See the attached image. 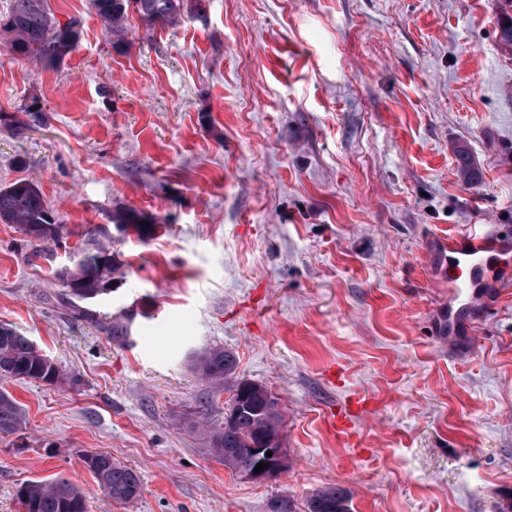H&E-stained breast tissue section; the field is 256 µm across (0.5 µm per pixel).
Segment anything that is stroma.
Here are the masks:
<instances>
[{
  "mask_svg": "<svg viewBox=\"0 0 512 512\" xmlns=\"http://www.w3.org/2000/svg\"><path fill=\"white\" fill-rule=\"evenodd\" d=\"M57 70L0 32V114L30 100L46 125L0 124V187L33 182L69 232L44 254L0 223V322L65 372L13 380L28 413L0 439V512L62 476L87 512H269L339 484L351 512H500L512 501V268L468 334L448 336L441 241L512 235V55L496 0H209L206 17L116 52L90 0ZM481 173L458 179V155ZM156 218L116 242L124 275L91 303L55 304L56 269L115 208ZM132 313L129 334L109 321ZM235 352L276 395L286 469L258 483L214 457V395L191 364ZM136 469L117 503L83 464Z\"/></svg>",
  "mask_w": 512,
  "mask_h": 512,
  "instance_id": "35a3bbf8",
  "label": "stroma"
}]
</instances>
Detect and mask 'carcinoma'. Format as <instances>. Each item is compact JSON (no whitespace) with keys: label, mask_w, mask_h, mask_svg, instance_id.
I'll use <instances>...</instances> for the list:
<instances>
[{"label":"carcinoma","mask_w":512,"mask_h":512,"mask_svg":"<svg viewBox=\"0 0 512 512\" xmlns=\"http://www.w3.org/2000/svg\"><path fill=\"white\" fill-rule=\"evenodd\" d=\"M92 7L112 37V48L128 50L126 39L129 16H138L146 30L202 20L206 16V0H91ZM497 36L506 49L512 48V0H498ZM0 30L10 34L9 52L38 62L42 68L56 70L77 48L82 23L73 17L62 23L47 7V0H11L7 14L0 19ZM0 122L16 131L36 130L45 124L42 105L35 99ZM459 174L470 189L480 186L479 171L466 155L459 159ZM156 220L131 208H117L109 223L117 231L133 229L143 236L141 222ZM0 222L17 224L23 233L44 250L57 245L65 235V227L56 223L44 204L36 185L19 180L0 188ZM86 246L70 267L57 271L61 288L59 302L63 305L89 302L103 295L105 286L115 281L114 274L122 265L121 253L112 246L107 226L89 227L84 232ZM52 370L56 382L63 378L62 369L35 347L33 342L10 324H0V379H34V374ZM193 369L217 393L229 389L227 410L234 413L231 422H222L210 432V448L224 461V467L240 474L255 465L250 447L263 437L279 434L283 415L273 406L278 398L266 387L257 384L243 400L239 397L238 359L234 352L222 347L204 349L194 360ZM28 422L23 405L7 390L0 389V438L22 433ZM100 491L118 503H132L142 493L138 472L117 461L112 453L100 451L85 462ZM17 497L25 512H86L85 492L62 478L34 480L23 484ZM350 490L329 485L312 493L305 512H351Z\"/></svg>","instance_id":"cac0c4a2"}]
</instances>
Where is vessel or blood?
Masks as SVG:
<instances>
[{
  "label": "vessel or blood",
  "mask_w": 512,
  "mask_h": 512,
  "mask_svg": "<svg viewBox=\"0 0 512 512\" xmlns=\"http://www.w3.org/2000/svg\"><path fill=\"white\" fill-rule=\"evenodd\" d=\"M449 329L473 315L485 299L489 273L496 259L512 253V238L490 231H466L448 240Z\"/></svg>",
  "instance_id": "obj_1"
}]
</instances>
